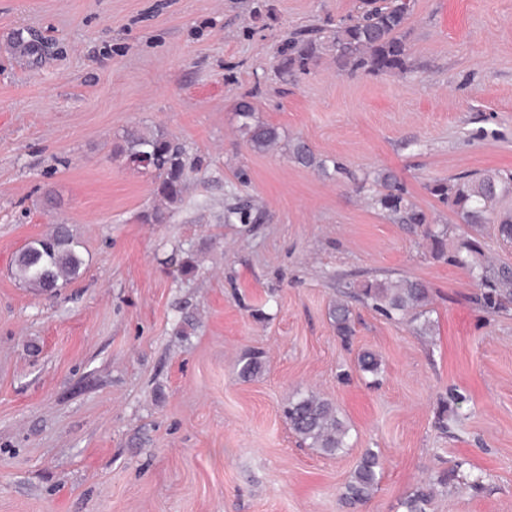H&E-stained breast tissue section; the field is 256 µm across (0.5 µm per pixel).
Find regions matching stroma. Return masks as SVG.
Wrapping results in <instances>:
<instances>
[{
    "mask_svg": "<svg viewBox=\"0 0 512 512\" xmlns=\"http://www.w3.org/2000/svg\"><path fill=\"white\" fill-rule=\"evenodd\" d=\"M361 8L0 0V512H403L454 467L481 488L442 489L430 512H512V307L486 310L452 260L474 238L512 266V243L430 191L512 173V0H410L403 72L349 75L326 52L307 73L279 70L286 39ZM243 99L344 173L253 151ZM131 126L163 129L196 168L166 223L142 221L152 178L116 152ZM383 169L445 255L373 204ZM56 224L84 271L46 296L14 259ZM403 278L428 288L427 335L353 297ZM346 293L344 340L329 309ZM250 349L266 368L243 383ZM364 350L379 375L360 370ZM311 391L348 426L344 453L286 424L288 396ZM368 448L379 488L350 507L339 496Z\"/></svg>",
    "mask_w": 512,
    "mask_h": 512,
    "instance_id": "1",
    "label": "stroma"
}]
</instances>
